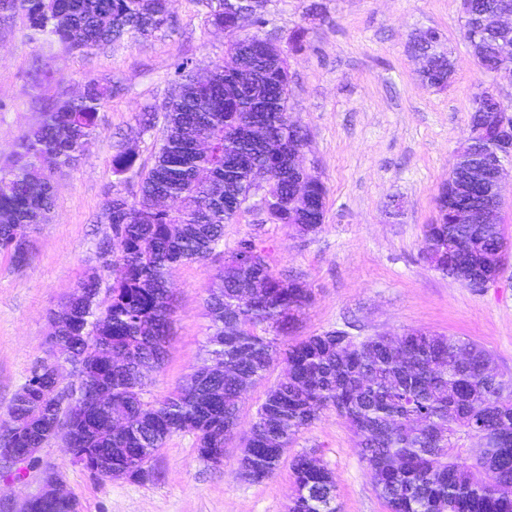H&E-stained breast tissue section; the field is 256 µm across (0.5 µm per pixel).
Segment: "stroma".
I'll return each instance as SVG.
<instances>
[{
    "instance_id": "35a3bbf8",
    "label": "stroma",
    "mask_w": 512,
    "mask_h": 512,
    "mask_svg": "<svg viewBox=\"0 0 512 512\" xmlns=\"http://www.w3.org/2000/svg\"><path fill=\"white\" fill-rule=\"evenodd\" d=\"M314 3L321 6L316 15L309 11ZM169 8L170 24L152 35L83 54L67 53L56 40H29L20 22L0 23V167L11 166L19 136L41 122L58 91L76 93L92 78L114 88L85 154L53 174L51 218L32 227L27 263L0 252V414L48 358L51 313L101 265L99 246L112 235L107 202L127 194L153 162L163 128L141 130L136 114L160 107L182 75L224 58L228 36L208 22L204 0H170ZM264 18L258 34L277 45L304 32L301 50L288 57L289 105L307 133L309 171L328 190L324 221L302 235L245 209L225 225L223 243L205 264L176 267L172 334L145 400L186 384L203 364L211 333L205 300L244 240L264 250L278 277L312 292L289 341L346 327L361 338L422 329L468 338L491 353L496 371L512 374V251L480 290L436 271L422 255L424 228L437 215L436 197L469 132L473 98L491 82L462 37L460 0H268ZM428 28L443 35L455 62L442 91L421 84L408 51L410 38ZM35 66L51 74V83L32 82ZM123 148L137 161L118 173L113 158ZM283 374L274 362L243 395L238 435L228 441L221 468L201 461L185 433L157 452L143 478L101 479L73 464L56 439L34 463L0 460V512H17L52 472L62 476L76 512H288L296 494L292 460L302 452L333 473L337 512H388L349 423L332 408L294 438L272 477L239 478L240 436Z\"/></svg>"
}]
</instances>
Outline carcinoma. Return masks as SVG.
I'll use <instances>...</instances> for the list:
<instances>
[{"mask_svg":"<svg viewBox=\"0 0 512 512\" xmlns=\"http://www.w3.org/2000/svg\"><path fill=\"white\" fill-rule=\"evenodd\" d=\"M242 9L239 0H216L211 24L264 22ZM0 17L20 20L31 40L56 38L69 52L83 53L128 35L148 36L170 13L169 0H0ZM464 38L485 69L499 65L479 32L467 27ZM415 49L435 57L421 82L447 88L453 62L439 33ZM224 56L205 72L185 75L162 105L166 126L152 166L130 196L109 201L108 221L116 229L102 252L112 253V267L80 283L55 323L61 350L81 365L76 385L107 396L97 423L73 421L72 387L46 369L34 370L0 418V448H42L59 423L68 427L84 469L103 479L143 475L144 464L184 432L195 436L203 460L234 437L240 395L265 378L278 341L311 305V291L275 275L266 257L245 258L255 246L242 241L206 301L213 329L208 355L223 371L200 367L184 387L154 403L144 400L146 373L162 368L174 321L172 271L219 247L255 170L269 174V222L315 230L325 214V184L309 174L299 189L288 175V152L302 127L289 113L283 51L245 33ZM110 97L112 86L93 78L82 92L60 98L20 137L18 170L0 171V251L17 264L29 258L27 227L49 220L53 170L83 155ZM496 111L493 93L484 90L474 97L471 119ZM466 202L453 191L437 198L443 223L424 231L431 265L453 278L492 281L505 237L496 225L448 223L446 212ZM282 362L288 378L266 393L240 456L263 478L276 473L292 439L319 411L332 407L349 422L389 512H512V375L491 373L489 354L472 340L411 329L395 337L352 336L343 344L328 331L286 345ZM292 470L297 496L288 512H336L334 477L317 458L299 454ZM30 512L75 508L70 499H33Z\"/></svg>","mask_w":512,"mask_h":512,"instance_id":"carcinoma-1","label":"carcinoma"}]
</instances>
